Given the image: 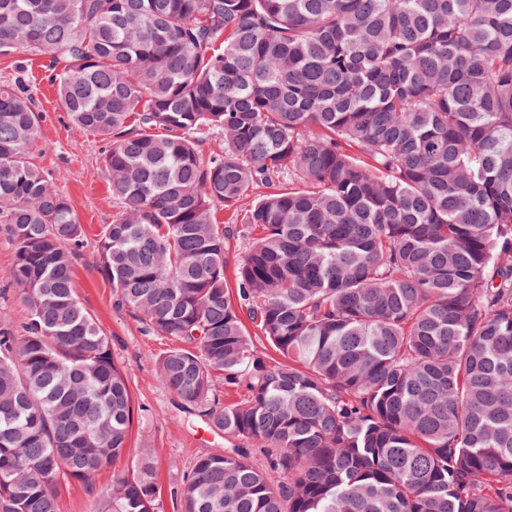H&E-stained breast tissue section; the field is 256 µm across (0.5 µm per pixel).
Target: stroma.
Returning <instances> with one entry per match:
<instances>
[{"label":"stroma","instance_id":"stroma-1","mask_svg":"<svg viewBox=\"0 0 512 512\" xmlns=\"http://www.w3.org/2000/svg\"><path fill=\"white\" fill-rule=\"evenodd\" d=\"M23 81L43 119L31 150L34 163L69 198L84 229L83 245L74 259V284L86 310L109 336L112 354L123 368L133 396L135 414L128 465L139 449H152L161 489L158 512H180L176 492L184 474L203 455L224 450V437L210 432L200 417L181 412L174 395L155 372V360L169 341L148 330L131 309L119 306L112 285L94 257L103 225L120 210L103 164L106 143L96 133L72 125L60 105L47 60L25 53L0 58V82ZM112 481L111 469L99 471L92 484L73 481L59 488V512H94L96 492Z\"/></svg>","mask_w":512,"mask_h":512}]
</instances>
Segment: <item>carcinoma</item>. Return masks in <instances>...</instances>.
Listing matches in <instances>:
<instances>
[{
	"mask_svg": "<svg viewBox=\"0 0 512 512\" xmlns=\"http://www.w3.org/2000/svg\"><path fill=\"white\" fill-rule=\"evenodd\" d=\"M21 52L64 64L71 122L110 140L96 265L231 443L181 512H512V0H0V57ZM40 122L0 84L3 277L28 307L0 312V512H58L135 413ZM159 497L145 448L97 512Z\"/></svg>",
	"mask_w": 512,
	"mask_h": 512,
	"instance_id": "cac0c4a2",
	"label": "carcinoma"
}]
</instances>
